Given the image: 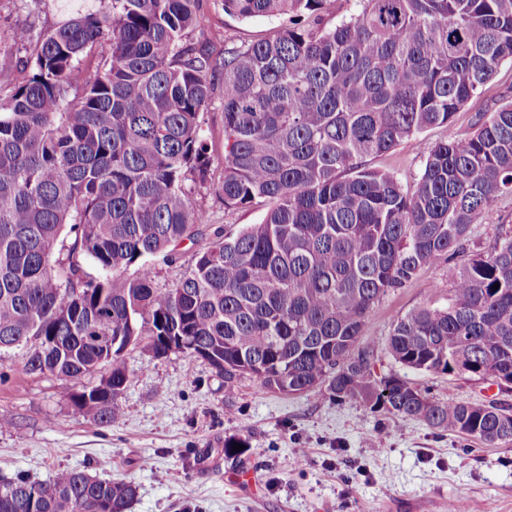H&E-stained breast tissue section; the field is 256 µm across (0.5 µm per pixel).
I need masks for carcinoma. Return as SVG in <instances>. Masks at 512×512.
I'll return each mask as SVG.
<instances>
[{
  "mask_svg": "<svg viewBox=\"0 0 512 512\" xmlns=\"http://www.w3.org/2000/svg\"><path fill=\"white\" fill-rule=\"evenodd\" d=\"M202 0H110L35 43L28 75L0 97V352L34 342L29 374L79 378L110 366L74 410L108 425L130 382L124 353L185 336L188 354L284 394L328 392L402 419L512 446V406L443 403L376 379L357 348L380 299L468 254L442 306L390 327L387 349L422 374L512 377V233L467 252L472 226L512 193V102L424 153L406 189L367 158L449 127L512 63V0H356L320 28L327 0H224L241 19L288 17L224 48V206L263 204L236 234L192 194L210 181L211 56L188 43ZM111 53L89 61L99 42ZM209 235L169 288L153 260ZM498 289H493L494 284ZM82 300L77 310L76 300ZM137 487L64 469L0 479V512H127Z\"/></svg>",
  "mask_w": 512,
  "mask_h": 512,
  "instance_id": "carcinoma-1",
  "label": "carcinoma"
}]
</instances>
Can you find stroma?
<instances>
[{"mask_svg": "<svg viewBox=\"0 0 512 512\" xmlns=\"http://www.w3.org/2000/svg\"><path fill=\"white\" fill-rule=\"evenodd\" d=\"M98 6L99 0H0V65L29 54L14 41L17 28L49 30ZM202 14L192 41L217 60L225 46L267 38L283 24L279 18L227 14L223 0H203ZM208 79L213 99L204 119L214 132L212 180L193 198L213 224L233 233L261 223L266 209L224 206L223 69ZM510 100L512 64L506 63L460 109L451 128L424 132V145L470 134L478 114ZM368 164L407 186L420 173L423 156L403 144ZM503 227L512 228L511 193L474 225V249L490 251ZM455 267L440 261L374 306L361 339L372 350L374 375L402 378L442 402L512 404V388L466 376L418 374L387 352L394 320L423 305L446 303ZM26 354L18 348L0 355V411L12 417L11 427L0 430V477L45 481L59 470L78 468L103 479L125 478L138 488L128 512H448L455 498L480 512H512V447H490L355 399L273 393L250 377L228 395L223 376L206 361L182 353L156 358L139 345L125 354L131 378L121 412L98 426L74 410L72 398L98 385L109 367L81 378L29 375ZM228 439L244 442L242 455L225 457Z\"/></svg>", "mask_w": 512, "mask_h": 512, "instance_id": "obj_1", "label": "stroma"}]
</instances>
